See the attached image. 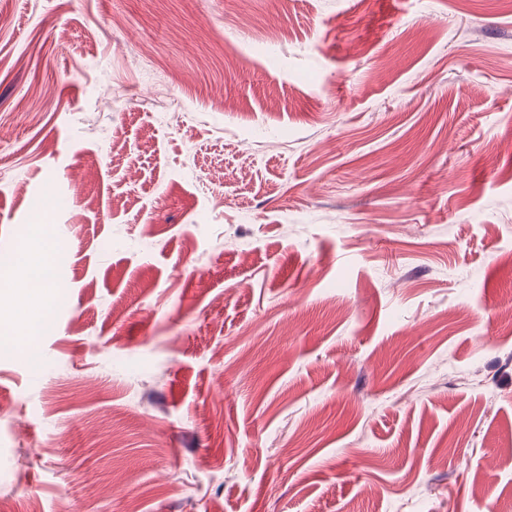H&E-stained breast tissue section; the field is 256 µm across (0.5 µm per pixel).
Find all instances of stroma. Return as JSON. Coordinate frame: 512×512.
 <instances>
[{"label":"stroma","mask_w":512,"mask_h":512,"mask_svg":"<svg viewBox=\"0 0 512 512\" xmlns=\"http://www.w3.org/2000/svg\"><path fill=\"white\" fill-rule=\"evenodd\" d=\"M23 240L12 512H512V0H0ZM52 266L51 254H46L41 260L32 264L29 268L25 282L28 294L36 297H45L52 285V278L46 274V270Z\"/></svg>","instance_id":"35a3bbf8"}]
</instances>
